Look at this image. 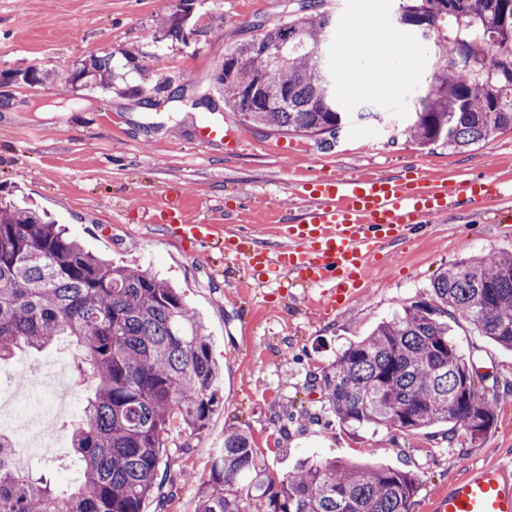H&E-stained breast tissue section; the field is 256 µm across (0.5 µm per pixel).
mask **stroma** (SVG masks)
<instances>
[{
	"instance_id": "obj_1",
	"label": "stroma",
	"mask_w": 512,
	"mask_h": 512,
	"mask_svg": "<svg viewBox=\"0 0 512 512\" xmlns=\"http://www.w3.org/2000/svg\"><path fill=\"white\" fill-rule=\"evenodd\" d=\"M174 0H0V73L35 66L48 79L0 88V198L37 205L86 250L117 264H138L178 289L204 323L213 361L223 372L221 405L194 435L175 442L165 503L142 512H198L200 487L224 446L225 429L244 430L259 465L283 476L304 459L366 462L413 473L410 512L472 469L512 453V351L449 316L452 341L485 374L494 425L479 439L449 440L450 425L414 433L342 425L313 379L350 342L360 340L422 297L439 271L461 258L512 253V223L437 219L428 234L385 251L370 267L362 294L347 306L317 310L318 291L301 283L258 280L246 260L182 242L159 223L158 206L186 197L192 220L222 232L251 228L269 245L271 224L299 203L308 175L388 174L417 168L433 176L481 170L512 173V131L462 152L420 148L404 132L435 68L433 37L396 24L399 0H327L335 30L325 47L346 115L339 138L275 134L245 127L216 90L213 74L227 50L285 19L292 0H193V30L162 37L158 25ZM371 83L349 89V43ZM111 55L112 86L90 90L66 78L90 56ZM169 89L157 88L158 79ZM209 120L242 132L226 152L195 137ZM25 364H54L72 390V406L46 421L60 441L26 457L34 476L73 488L80 476L69 432L87 389L74 374L73 352L53 346L21 352Z\"/></svg>"
}]
</instances>
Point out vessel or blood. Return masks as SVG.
Instances as JSON below:
<instances>
[{"instance_id":"vessel-or-blood-1","label":"vessel or blood","mask_w":512,"mask_h":512,"mask_svg":"<svg viewBox=\"0 0 512 512\" xmlns=\"http://www.w3.org/2000/svg\"><path fill=\"white\" fill-rule=\"evenodd\" d=\"M198 138L235 149L241 133L214 122L201 123ZM301 214L282 220L283 243L269 246L250 230L232 235L213 224L190 223L181 203L161 217L177 233L202 247L219 246L230 254H248L259 274L285 275L319 291L320 308L338 309L361 292L365 267L389 246L423 234L428 224L455 211L483 218L494 212L512 221V209H495L497 182L478 173L462 180L430 183L422 174L351 175L308 180ZM428 512H512V461L472 470L432 497Z\"/></svg>"}]
</instances>
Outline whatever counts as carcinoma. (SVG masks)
Returning a JSON list of instances; mask_svg holds the SVG:
<instances>
[{
  "label": "carcinoma",
  "instance_id": "obj_1",
  "mask_svg": "<svg viewBox=\"0 0 512 512\" xmlns=\"http://www.w3.org/2000/svg\"><path fill=\"white\" fill-rule=\"evenodd\" d=\"M161 19L163 36L185 38L192 0ZM459 25L437 34L429 94L407 125L420 146L461 150L512 130V0H447ZM326 0H299L296 16L224 54L215 85L245 125L271 132L337 136L344 128L325 53ZM280 44L282 64L262 70L257 47ZM112 57L74 73L110 86ZM453 309L481 335L512 350V255L462 258L442 269L427 298L349 344L314 378L340 423L415 432L453 422L470 440L494 423L474 386L473 365L448 338ZM67 343L79 379L93 382L70 434L82 462L74 491L15 472L0 440V512H141L167 497L172 422L194 434L222 399L218 366L196 316L171 284L139 267L113 266L84 251L33 206L0 200V363L22 349ZM246 432H224L203 483L200 512H245L257 471ZM415 477L381 465L307 461L279 481L252 484L268 512H410Z\"/></svg>",
  "mask_w": 512,
  "mask_h": 512
}]
</instances>
